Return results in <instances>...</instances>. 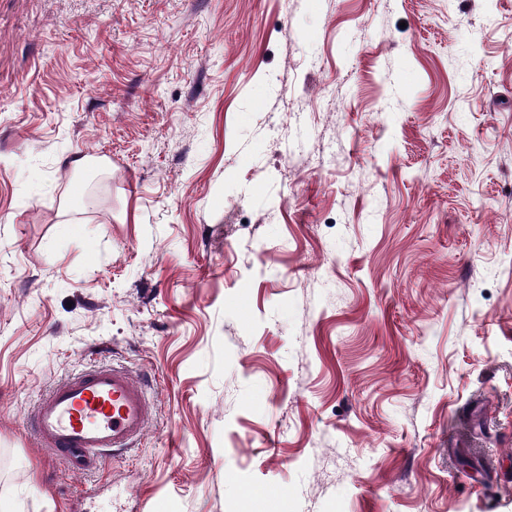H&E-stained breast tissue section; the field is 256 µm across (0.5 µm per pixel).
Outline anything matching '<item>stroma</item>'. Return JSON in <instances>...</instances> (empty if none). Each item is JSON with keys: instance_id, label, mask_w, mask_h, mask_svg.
<instances>
[{"instance_id": "1", "label": "stroma", "mask_w": 512, "mask_h": 512, "mask_svg": "<svg viewBox=\"0 0 512 512\" xmlns=\"http://www.w3.org/2000/svg\"><path fill=\"white\" fill-rule=\"evenodd\" d=\"M112 362L154 416L70 471ZM0 499L512 512V0H0ZM144 383L122 365L76 371L40 399L32 425L42 446L72 471L91 473L136 445L151 417Z\"/></svg>"}]
</instances>
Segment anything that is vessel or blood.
Returning a JSON list of instances; mask_svg holds the SVG:
<instances>
[{
  "label": "vessel or blood",
  "mask_w": 512,
  "mask_h": 512,
  "mask_svg": "<svg viewBox=\"0 0 512 512\" xmlns=\"http://www.w3.org/2000/svg\"><path fill=\"white\" fill-rule=\"evenodd\" d=\"M145 385L120 365L76 371L38 402L32 425L42 446L73 471L90 473L136 445L151 417Z\"/></svg>",
  "instance_id": "vessel-or-blood-1"
}]
</instances>
